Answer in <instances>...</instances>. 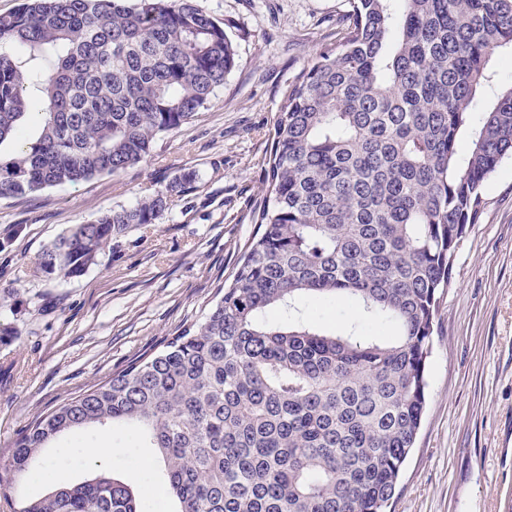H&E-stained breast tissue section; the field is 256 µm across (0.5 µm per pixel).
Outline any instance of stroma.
Returning a JSON list of instances; mask_svg holds the SVG:
<instances>
[{"label":"stroma","mask_w":512,"mask_h":512,"mask_svg":"<svg viewBox=\"0 0 512 512\" xmlns=\"http://www.w3.org/2000/svg\"><path fill=\"white\" fill-rule=\"evenodd\" d=\"M223 25L236 65L199 117L163 135L151 155L118 176L0 199V462L23 427L63 399L197 321L231 278L255 235L249 213L281 92L310 60L339 46L348 0H197ZM157 223L111 243L82 276L36 274L42 251L73 225L131 207L175 178ZM429 401L391 512H512V157L485 186V207L457 255L433 332ZM110 448L89 458L85 445ZM50 470L15 489L35 499L52 483L98 472L131 484L140 512H175L158 481L155 449L137 448L117 424L60 437Z\"/></svg>","instance_id":"1"}]
</instances>
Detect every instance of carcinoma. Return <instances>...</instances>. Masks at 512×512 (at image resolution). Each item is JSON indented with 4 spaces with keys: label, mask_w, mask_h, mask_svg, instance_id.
<instances>
[{
    "label": "carcinoma",
    "mask_w": 512,
    "mask_h": 512,
    "mask_svg": "<svg viewBox=\"0 0 512 512\" xmlns=\"http://www.w3.org/2000/svg\"><path fill=\"white\" fill-rule=\"evenodd\" d=\"M337 49L282 90L230 284L163 350L38 416L0 497L74 430L126 424L158 449L178 512H386L428 400L440 299L483 188L512 156V87L475 116L512 48V0H349ZM236 51L196 0H23L0 14V198L119 174L224 87ZM38 111L35 135L20 132ZM469 146L460 150V136ZM169 208L157 190L77 224L36 272L80 277ZM352 304L340 333L305 302ZM15 512H139L101 473Z\"/></svg>",
    "instance_id": "cac0c4a2"
}]
</instances>
